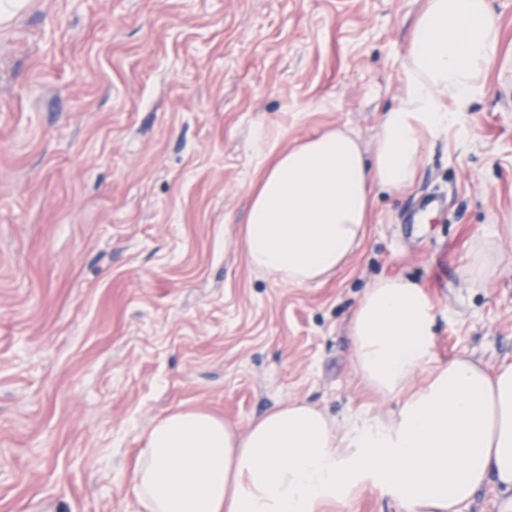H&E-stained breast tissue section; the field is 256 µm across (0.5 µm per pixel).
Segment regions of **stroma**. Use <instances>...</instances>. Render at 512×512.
<instances>
[{
    "label": "stroma",
    "instance_id": "obj_1",
    "mask_svg": "<svg viewBox=\"0 0 512 512\" xmlns=\"http://www.w3.org/2000/svg\"><path fill=\"white\" fill-rule=\"evenodd\" d=\"M489 3L462 127L304 286L248 264L251 194L325 131L372 151L424 0H27L0 25V512H144L131 473L178 408L241 432L295 400L342 432L392 417L348 332L382 277L427 288L437 361L512 360V0ZM432 190L445 209L405 223ZM324 512L405 510L365 487Z\"/></svg>",
    "mask_w": 512,
    "mask_h": 512
}]
</instances>
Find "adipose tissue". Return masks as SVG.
Masks as SVG:
<instances>
[{
	"instance_id": "adipose-tissue-1",
	"label": "adipose tissue",
	"mask_w": 512,
	"mask_h": 512,
	"mask_svg": "<svg viewBox=\"0 0 512 512\" xmlns=\"http://www.w3.org/2000/svg\"><path fill=\"white\" fill-rule=\"evenodd\" d=\"M498 39L489 0H427L405 93L384 115L372 158L341 129L281 154L243 226L247 262L297 286L339 271L364 240L374 186L412 184L428 137L458 125L483 90ZM431 326L425 288L401 276L378 280L353 312L361 383L398 401L387 421L366 418L341 434L297 401L240 433L203 412L168 413L146 433L132 472L145 512H323L365 484L407 512H461L487 482L512 489V363L489 371L464 355L436 362ZM421 372L425 385L413 387Z\"/></svg>"
}]
</instances>
